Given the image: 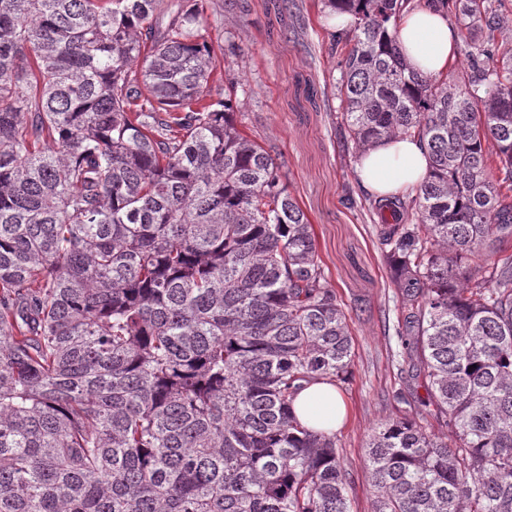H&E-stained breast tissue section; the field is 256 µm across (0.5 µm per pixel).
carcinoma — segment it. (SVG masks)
I'll use <instances>...</instances> for the list:
<instances>
[{
  "mask_svg": "<svg viewBox=\"0 0 512 512\" xmlns=\"http://www.w3.org/2000/svg\"><path fill=\"white\" fill-rule=\"evenodd\" d=\"M183 2L0 0V512H349L336 434L292 407L352 377L348 312ZM426 2L468 67L410 69L408 0H321L355 18L331 37L358 153L429 154L414 196L367 205L406 379L367 443L373 512H512V254L489 262L512 242V54L484 44L494 0Z\"/></svg>",
  "mask_w": 512,
  "mask_h": 512,
  "instance_id": "cac0c4a2",
  "label": "carcinoma"
}]
</instances>
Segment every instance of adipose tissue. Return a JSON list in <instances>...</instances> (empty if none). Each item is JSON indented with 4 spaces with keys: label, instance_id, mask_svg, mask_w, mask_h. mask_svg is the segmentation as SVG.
<instances>
[{
    "label": "adipose tissue",
    "instance_id": "adipose-tissue-1",
    "mask_svg": "<svg viewBox=\"0 0 512 512\" xmlns=\"http://www.w3.org/2000/svg\"><path fill=\"white\" fill-rule=\"evenodd\" d=\"M398 38L410 64L417 70L446 72L456 54V34L443 9L427 4L406 6L398 20ZM429 171L426 150L416 137L386 139L366 151L357 165L362 187L373 195L415 194ZM298 419L321 431L337 429L345 418V406L335 386L313 381L296 396Z\"/></svg>",
    "mask_w": 512,
    "mask_h": 512
}]
</instances>
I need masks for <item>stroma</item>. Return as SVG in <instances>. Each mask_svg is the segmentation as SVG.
Returning <instances> with one entry per match:
<instances>
[{
	"label": "stroma",
	"mask_w": 512,
	"mask_h": 512,
	"mask_svg": "<svg viewBox=\"0 0 512 512\" xmlns=\"http://www.w3.org/2000/svg\"><path fill=\"white\" fill-rule=\"evenodd\" d=\"M200 2L207 40L240 82L236 118L283 162L287 190L314 226L325 273L350 317L354 373L341 391L348 418L338 451L351 512H372L366 443L399 409V292L380 226L361 205L355 150L336 124L333 84L344 56L332 44L336 26L320 0H243L233 10L224 0Z\"/></svg>",
	"instance_id": "1"
}]
</instances>
